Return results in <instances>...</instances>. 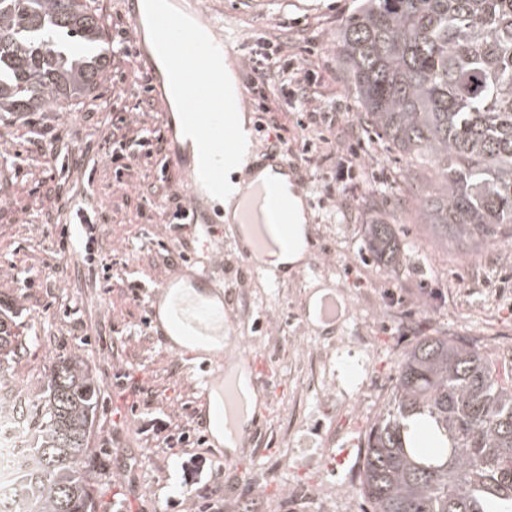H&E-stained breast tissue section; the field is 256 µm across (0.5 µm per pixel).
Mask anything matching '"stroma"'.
Instances as JSON below:
<instances>
[{
	"mask_svg": "<svg viewBox=\"0 0 512 512\" xmlns=\"http://www.w3.org/2000/svg\"><path fill=\"white\" fill-rule=\"evenodd\" d=\"M219 20L242 58L254 32L284 43L301 66L319 77L318 104H340L341 133L363 140L369 176L352 189L344 212L331 202L310 211L315 271L272 284L252 274L231 238L218 243L224 265L216 278L231 321L225 349L267 363L259 436L227 451L218 440L200 451L223 471L224 512H369L356 488L370 426L383 410L401 354L421 336L477 341L497 367L512 362V243L462 255L420 224L422 187L407 182L408 165L356 118L353 90L338 63L336 37L358 0H176ZM122 82L104 79L92 92L30 120H0V310L32 339L6 373L31 409L56 361L77 360L99 388L89 446L95 512H161L178 496L180 475L163 448L141 435L117 375L130 374L151 392L142 412L182 425L198 398L186 355L153 338L141 320L144 300L132 299L135 280L157 284L176 255L169 243L171 213L163 199L189 197L182 179L160 182L155 166L116 177L102 144L112 134V108L125 107L131 129H156L162 115L143 96L138 56L114 58ZM53 144L30 140L31 124ZM80 159V167L61 171ZM150 197L152 207L141 204ZM102 212L95 244L112 259L110 281H96L85 263L53 252L74 204ZM394 225L401 249L395 267L379 264L366 227ZM335 287V332L308 324L304 308Z\"/></svg>",
	"mask_w": 512,
	"mask_h": 512,
	"instance_id": "obj_1",
	"label": "stroma"
}]
</instances>
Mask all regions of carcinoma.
Instances as JSON below:
<instances>
[{
	"mask_svg": "<svg viewBox=\"0 0 512 512\" xmlns=\"http://www.w3.org/2000/svg\"><path fill=\"white\" fill-rule=\"evenodd\" d=\"M104 27L87 0H0V115L22 119L97 88ZM357 120L431 173L420 223L460 249L512 239V0H363L338 33ZM399 262L394 225H367ZM0 317V363L29 337ZM36 435L0 483V512H94L87 475L98 392L91 370L51 371ZM358 493L371 512H512V381L459 336L400 356L367 433Z\"/></svg>",
	"mask_w": 512,
	"mask_h": 512,
	"instance_id": "carcinoma-1",
	"label": "carcinoma"
}]
</instances>
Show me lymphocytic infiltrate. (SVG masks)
Masks as SVG:
<instances>
[{"mask_svg": "<svg viewBox=\"0 0 512 512\" xmlns=\"http://www.w3.org/2000/svg\"><path fill=\"white\" fill-rule=\"evenodd\" d=\"M257 51L251 59L252 86L258 87L256 106L262 114L260 131H273V146L291 151L308 166L328 165L330 176L321 186L326 199H343L352 182L362 179L361 151L354 141L339 134L342 114L338 108L316 105L317 78L312 71L299 68L287 57L282 44L260 36L254 41ZM297 113V126L305 135L288 141L282 135V114ZM164 134L159 129H143L132 137H116L108 144V154L116 162V176L136 166L156 161L163 151ZM142 434L167 450L182 473L181 495L192 501L194 512H223L224 495L220 477L212 460L196 451L205 439L191 425L179 426L159 416L145 418Z\"/></svg>", "mask_w": 512, "mask_h": 512, "instance_id": "1", "label": "lymphocytic infiltrate"}]
</instances>
